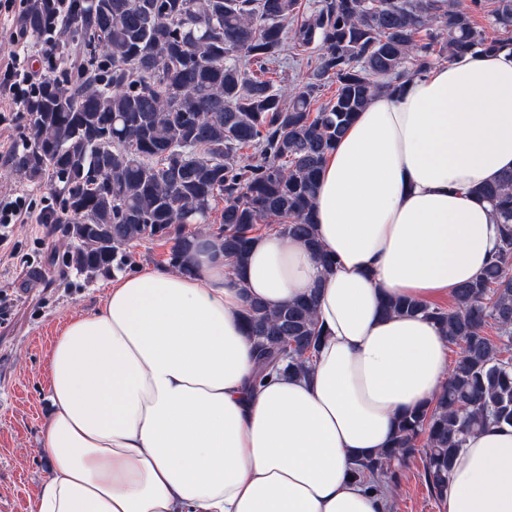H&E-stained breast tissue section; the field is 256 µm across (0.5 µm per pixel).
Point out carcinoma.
Wrapping results in <instances>:
<instances>
[{
  "label": "carcinoma",
  "mask_w": 512,
  "mask_h": 512,
  "mask_svg": "<svg viewBox=\"0 0 512 512\" xmlns=\"http://www.w3.org/2000/svg\"><path fill=\"white\" fill-rule=\"evenodd\" d=\"M500 35L489 37L453 0H27L25 22L44 44L65 38L70 62L25 103L35 142L18 160L48 177L73 240L68 263L109 274L125 246L173 237L169 261L188 270L193 238L173 226L208 224L224 200V255L243 268L258 224L304 242L325 270L336 260L314 235L313 200L324 160L357 112L384 90L468 53L512 48V0H474ZM318 50L308 81L279 84L251 71L285 46ZM336 84L324 100L323 88ZM251 147L261 162L244 164ZM491 204L501 246L445 311L406 297L387 314L423 315L459 347L448 383L429 405L396 421L392 446L354 476L388 490L426 436L425 478L442 497L468 434L512 426V171L474 190ZM255 344V380L308 371L321 340L314 297L243 315ZM493 329L490 335L487 329Z\"/></svg>",
  "instance_id": "carcinoma-1"
}]
</instances>
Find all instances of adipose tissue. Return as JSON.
Segmentation results:
<instances>
[{
	"label": "adipose tissue",
	"mask_w": 512,
	"mask_h": 512,
	"mask_svg": "<svg viewBox=\"0 0 512 512\" xmlns=\"http://www.w3.org/2000/svg\"><path fill=\"white\" fill-rule=\"evenodd\" d=\"M510 169L512 49L468 53L374 97L328 154L314 222L332 270L274 233L235 274L201 235L188 271L118 278L46 357L50 474L31 512H391L351 470L442 390L448 341L382 303L431 306L480 275L499 228L473 191ZM309 294L325 338L308 373L253 386L248 303ZM442 502L512 512V427L468 436Z\"/></svg>",
	"instance_id": "1"
}]
</instances>
